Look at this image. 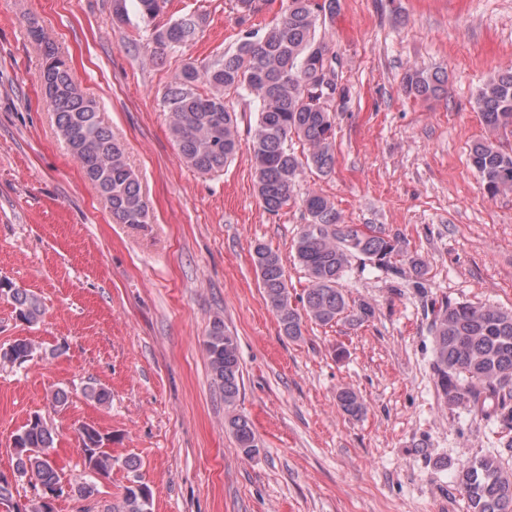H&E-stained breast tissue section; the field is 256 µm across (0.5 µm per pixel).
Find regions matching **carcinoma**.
Masks as SVG:
<instances>
[{
	"instance_id": "obj_1",
	"label": "carcinoma",
	"mask_w": 512,
	"mask_h": 512,
	"mask_svg": "<svg viewBox=\"0 0 512 512\" xmlns=\"http://www.w3.org/2000/svg\"><path fill=\"white\" fill-rule=\"evenodd\" d=\"M133 2L142 18L151 22L163 12L166 0ZM267 3L236 0L238 22L243 26L237 45L211 62L185 64L167 87L165 104L169 132L186 164L202 174H215L242 147L241 113L228 105V99L250 97L256 103L257 116L246 134L264 208L276 215L298 202L307 215V224L293 243L294 258L310 281L298 300L291 296L280 255L261 242L252 253L264 298L280 332L296 341L303 337L308 320L322 326L339 321L361 325L374 318L371 303L351 301L340 288L351 259L360 258L395 274L408 271L419 288L427 264L421 255L408 251L399 236L381 227L344 223L334 203L319 192L295 194L304 167L327 175L336 165L335 118L347 109L350 95L338 83L340 61L318 28L334 19L338 0H287L275 25L262 32L248 27L251 17ZM205 23L204 15L190 14L154 29L155 52L183 47ZM27 33L44 47L41 92L68 153L108 203L113 223H147L148 206L138 177L126 162L123 144L103 125L97 101L78 88L69 59L39 26L30 23ZM199 83L209 85L210 93H198ZM447 83L444 71L408 69L401 90L408 97L429 101L440 98ZM475 107L486 135L472 143L469 162L487 196L494 198L512 192V152L497 143L499 133L512 132V68L496 72L479 87ZM294 138L302 143L300 154L288 144ZM8 297L24 322L33 325L41 320L44 310L35 295L13 286ZM432 314V370L440 399L487 419L495 417L512 430V409H507L512 400V310L443 299ZM35 351L26 339L1 346L0 369L23 367ZM206 355L213 379L224 391V404L231 408L240 393L241 362L237 339L221 321L212 326ZM336 401L353 418L366 411L363 399L350 388L340 390ZM227 426L243 454L259 452L248 417L232 414ZM78 435L85 467L94 475H107L112 470L107 438L87 426ZM16 436L17 477L53 490L61 478L45 454L53 443L52 427L44 418L29 420ZM125 466L137 486L126 487L120 512H152L151 492L136 475L137 459L127 458ZM457 485L473 512H512V473L503 470L493 456L472 461L458 474Z\"/></svg>"
}]
</instances>
